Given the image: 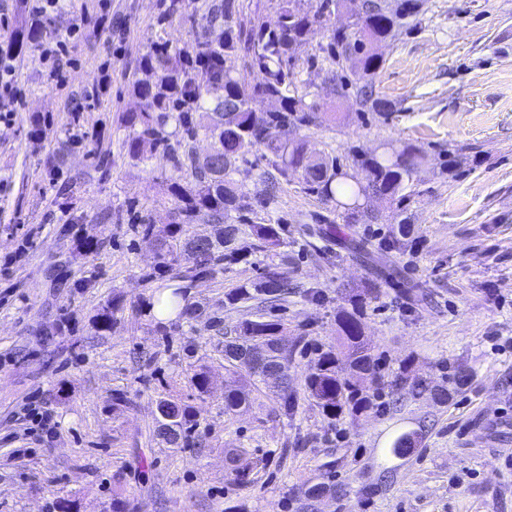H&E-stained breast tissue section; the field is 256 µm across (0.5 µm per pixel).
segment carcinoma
Returning <instances> with one entry per match:
<instances>
[{"label":"carcinoma","mask_w":512,"mask_h":512,"mask_svg":"<svg viewBox=\"0 0 512 512\" xmlns=\"http://www.w3.org/2000/svg\"><path fill=\"white\" fill-rule=\"evenodd\" d=\"M342 2L315 0L305 8L300 0H281L275 18L263 21L242 17L237 0H211L191 46L172 50L158 40L147 45L132 81V95L140 107L125 115L129 133L123 149L137 164L146 163L160 149L172 162L168 192L174 208L165 236L157 245V268L170 272L182 255L194 252L196 260L187 273L188 278L198 281L215 274L224 260L238 254L245 228L272 244L279 240L280 224L253 223L251 214L262 202L245 192L234 178L237 162L255 150L263 152L281 178L301 177L308 190L349 210L348 218L357 222L377 220L374 213L360 207L361 198H404L403 191L421 159L412 145L391 146L380 154L363 157L364 180L350 182L341 178L336 159L312 154L304 137L289 141L279 137L283 128L298 131L321 121L322 105L296 94L293 83V47L316 25L331 26L324 53L333 66L324 73V87L341 95L346 83L334 65L352 61L365 79L357 89L363 100L372 102L380 112L391 110L389 103L374 97L375 87L369 82L382 67V59L371 44L395 37L403 21L417 13L419 4L417 0H403L400 8L386 11L368 7L354 22L336 26L332 20ZM175 17L196 22V15L189 12V0H161L157 23L162 25ZM54 35L46 24L36 21L12 32L0 46L9 58L16 59ZM240 55L248 58L246 68L257 76L250 78L228 64ZM268 100L276 102V107H261ZM200 137L210 140L212 154L207 163L201 162L195 151ZM200 222L216 227L212 240L198 241L190 232L191 225ZM290 294L280 267L269 265L259 281L240 285L227 300L233 304L258 298L260 303L273 306L287 301ZM121 308V297H112V305L99 317L101 328L113 326ZM362 310L358 300L352 309L339 313L336 346L321 353L314 371L305 378L308 396L331 421L345 414L354 419L382 396L387 397V405L397 407L426 390L425 383L405 369L375 392L365 391L366 381L376 382L382 374L371 345L362 335ZM282 332L281 322L261 314L241 322L236 336L224 341V362L264 385L275 375L274 404L289 415L297 406L290 375L295 345L288 344ZM157 403L162 409L157 415L159 435L172 446L188 444L192 426L186 408L167 397ZM250 403V392L244 388L224 392L227 414ZM417 438L416 431L400 434L392 441L390 453L406 457ZM228 454L238 480L244 481L257 463L242 448H231ZM330 491L324 483L310 486L304 492L303 508L317 512L319 498Z\"/></svg>","instance_id":"carcinoma-1"}]
</instances>
